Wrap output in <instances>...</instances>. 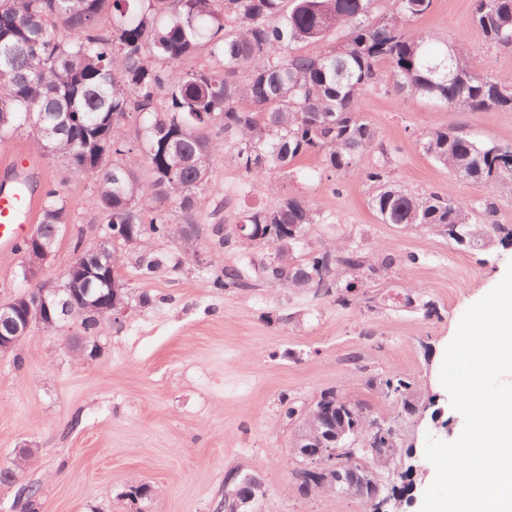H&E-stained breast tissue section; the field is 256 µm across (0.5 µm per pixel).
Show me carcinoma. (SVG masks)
<instances>
[{"label":"carcinoma","mask_w":512,"mask_h":512,"mask_svg":"<svg viewBox=\"0 0 512 512\" xmlns=\"http://www.w3.org/2000/svg\"><path fill=\"white\" fill-rule=\"evenodd\" d=\"M433 0H0V141L36 132L48 156L67 160L70 173L90 177L92 207L107 220L111 266L121 276L123 251L134 239L180 237L195 223L211 165L233 148L250 190L296 158L314 154L331 171L356 170L373 155L377 133L360 115V99L383 81L437 106L482 112L512 109V79L479 74L462 43L433 46L411 30ZM112 12V29L98 21ZM474 27L488 45L512 47V0H475ZM347 30L330 49L311 54L310 43ZM204 49L214 63L191 70L183 62ZM389 65L384 80L380 65ZM131 118L129 137L116 136ZM418 148L462 179L496 189L512 184V144L480 143L457 129H435ZM376 186L372 206L385 224L425 226L470 246L512 241V226L472 222L474 207L435 192L412 194L393 184L384 164L365 169ZM317 210L300 196L242 214V224L316 223ZM67 220L66 202L45 191L36 232L52 235ZM275 256L261 267L269 283L317 289L311 273L327 270L325 293L351 302L355 283L338 286L342 272L368 263L362 253L337 247L298 258L271 235ZM215 288H249L238 267L226 266ZM412 383L398 375L375 383L379 395L416 411ZM344 402L361 414L359 434L374 449L366 479L390 470L398 448L393 421L376 428L370 407L334 390L315 406Z\"/></svg>","instance_id":"1"}]
</instances>
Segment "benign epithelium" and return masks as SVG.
<instances>
[{
    "label": "benign epithelium",
    "instance_id": "obj_1",
    "mask_svg": "<svg viewBox=\"0 0 512 512\" xmlns=\"http://www.w3.org/2000/svg\"><path fill=\"white\" fill-rule=\"evenodd\" d=\"M28 249L23 263L24 276L30 283H36L35 295L30 298L19 293L9 302H0V353H9L29 334L34 326H40L51 332L63 333L79 322L88 310H94L100 320L116 319L126 315L131 306L127 301L125 283L112 279L110 287L97 297L89 300L93 293L89 284L100 268L105 238L89 245H79L76 257L67 269L64 278L67 287L50 281H40L46 265L53 253L56 238H43L33 233L28 238ZM82 289L84 307L72 308V293ZM72 352L83 358H92L97 348L90 347L82 335L67 337ZM357 420L342 427L332 421L329 410L315 411L307 418L305 431L298 438L297 447L302 449V458L308 462L306 471L318 482L329 486L340 496L362 497L360 487L352 482L346 473L333 466L339 449H354L357 442ZM261 483L254 477L245 475L233 491H224V498L232 500L233 512H247L246 507L254 500L255 490Z\"/></svg>",
    "mask_w": 512,
    "mask_h": 512
}]
</instances>
